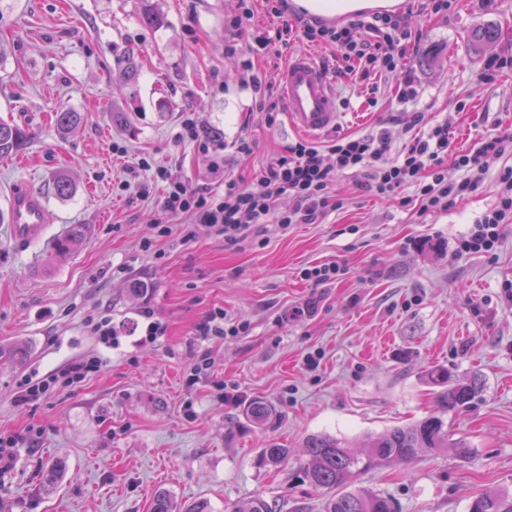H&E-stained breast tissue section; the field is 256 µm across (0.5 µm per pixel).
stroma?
<instances>
[{
	"instance_id": "stroma-1",
	"label": "stroma",
	"mask_w": 512,
	"mask_h": 512,
	"mask_svg": "<svg viewBox=\"0 0 512 512\" xmlns=\"http://www.w3.org/2000/svg\"><path fill=\"white\" fill-rule=\"evenodd\" d=\"M148 9L160 24L145 21ZM237 11L238 0H0V117L27 134L25 149L0 158V211L23 183L48 214L43 240L28 248L0 224V346L28 347L24 358H0V437L32 440L0 473V512H148L159 491L183 512L202 499L226 512L255 497L275 512H323L326 492L298 477L304 439L327 433L358 450L368 435L425 418L436 409L426 378L434 366L484 383L449 421L475 458L425 454L372 470L359 485L395 499L400 512H469L484 492L512 494V224L493 253L453 254L495 206L493 184L420 215L344 176L330 189L341 207L322 223L242 249L204 231L186 243L158 236L163 183L145 198L118 191L119 181H146L133 172L142 156L172 181H246L302 139L286 112L268 124L242 82L230 48L247 37L226 26ZM396 11L415 34L406 53L417 105L396 104L385 78L377 92L356 93L358 75L335 73L333 49L296 35L258 60L277 102L290 54L310 51L331 70L341 117L315 145L380 126L402 142L418 105L448 121L463 151L512 127V0H453L443 16L399 0ZM478 25L497 29L498 41L476 49L467 34ZM494 57L506 66L486 73ZM61 108L83 123L60 133ZM186 112L209 135V151L178 138ZM242 136L252 154L236 152ZM116 141L125 155L113 154ZM59 173L74 181L71 197L53 194ZM75 225L79 243L56 257L55 241ZM329 262L345 275L303 280L304 268ZM219 309L249 331L195 336ZM103 317L115 345L92 330ZM153 321L166 328L155 340L146 335ZM314 350L324 356L311 371L303 358ZM95 357L100 369L80 383L17 405L26 383ZM256 399L274 410L262 427L243 416ZM272 439L289 448L274 469L258 464Z\"/></svg>"
}]
</instances>
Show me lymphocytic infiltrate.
<instances>
[{
	"label": "lymphocytic infiltrate",
	"instance_id": "lymphocytic-infiltrate-1",
	"mask_svg": "<svg viewBox=\"0 0 512 512\" xmlns=\"http://www.w3.org/2000/svg\"><path fill=\"white\" fill-rule=\"evenodd\" d=\"M294 30L307 42L334 48L342 69L358 72L360 78L374 73L400 76L399 101L417 99L418 89L406 62L410 31L405 17L391 13L342 26L301 16L296 25H284L276 32L256 31L240 58L242 80L254 91H262L266 81L264 72L254 65L255 56L264 54L273 38ZM409 126L415 134L397 150L392 147L389 128L384 127L362 136L333 139L325 151L297 140L246 184L228 180L219 188L167 182L162 210L181 223L161 224L157 230L163 236L178 234L186 241L202 230L222 236L225 246L238 248L257 242L268 227L285 230L295 224H314L335 211L337 203L330 188L344 175L358 177L359 189L376 197L398 196L406 205L418 201L424 212L447 210L456 199L479 191L490 179L497 203L457 239L454 252L460 256L492 253L504 226L512 224V167L501 163L512 154V131L484 135L472 150L460 152L447 122L415 111ZM452 168L459 171V178H449ZM284 197L292 205L282 210L278 202Z\"/></svg>",
	"mask_w": 512,
	"mask_h": 512
}]
</instances>
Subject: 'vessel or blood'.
I'll return each mask as SVG.
<instances>
[{
  "mask_svg": "<svg viewBox=\"0 0 512 512\" xmlns=\"http://www.w3.org/2000/svg\"><path fill=\"white\" fill-rule=\"evenodd\" d=\"M288 121L300 132L319 135L336 127L339 113L332 81L316 58L309 53L289 55L282 85ZM47 211L40 196L26 185H17L11 194L10 236L19 245L42 237Z\"/></svg>",
  "mask_w": 512,
  "mask_h": 512,
  "instance_id": "1",
  "label": "vessel or blood"
}]
</instances>
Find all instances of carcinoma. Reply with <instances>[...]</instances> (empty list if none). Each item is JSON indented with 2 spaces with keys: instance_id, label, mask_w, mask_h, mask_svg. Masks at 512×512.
<instances>
[{
  "instance_id": "1",
  "label": "carcinoma",
  "mask_w": 512,
  "mask_h": 512,
  "mask_svg": "<svg viewBox=\"0 0 512 512\" xmlns=\"http://www.w3.org/2000/svg\"><path fill=\"white\" fill-rule=\"evenodd\" d=\"M496 29L476 26L470 40L478 46L493 41ZM57 126L64 132L78 127L83 115L68 109L56 112ZM27 144L25 132L17 125L0 120V157L21 151ZM81 237V228L73 227L56 242L55 252L63 254ZM436 392L437 410L411 427H395L367 439L364 450L357 454L346 440L331 435L313 434L304 443L306 462L301 469L303 480L311 486L327 491L325 512H399L396 502L372 489L354 488L357 478L371 470L395 461L409 463L422 453L450 452L456 457L470 460L475 450L463 439H453L448 428V415L469 408L481 394L482 383L478 375L461 379L454 372L439 367L429 372ZM248 421L262 425L273 415L263 401L255 400L244 410ZM288 459V449L272 441L264 448L259 464L277 466ZM150 512H176L174 502L166 492L157 493ZM470 512H512V497L499 492H486L476 497Z\"/></svg>"
}]
</instances>
